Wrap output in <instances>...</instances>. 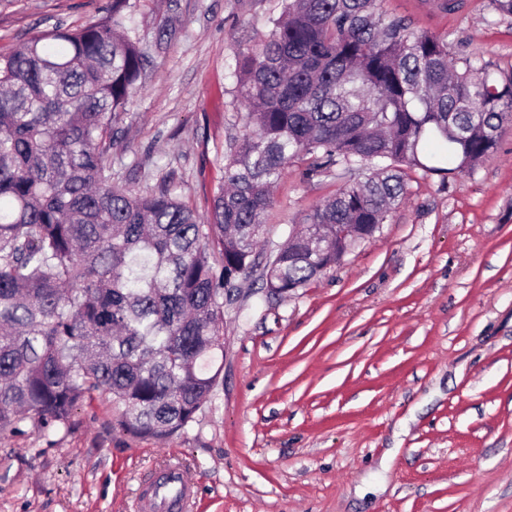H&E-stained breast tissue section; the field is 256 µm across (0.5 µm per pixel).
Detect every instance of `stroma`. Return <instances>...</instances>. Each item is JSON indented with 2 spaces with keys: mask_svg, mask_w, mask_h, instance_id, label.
I'll use <instances>...</instances> for the list:
<instances>
[{
  "mask_svg": "<svg viewBox=\"0 0 512 512\" xmlns=\"http://www.w3.org/2000/svg\"><path fill=\"white\" fill-rule=\"evenodd\" d=\"M109 0H0V53L104 15ZM283 0H130L148 45L145 84L112 148L117 183L160 181L206 213L224 181L243 108L240 44L257 42ZM453 53L512 70V19L487 0L431 15ZM285 168L262 252L283 244L346 176ZM224 307V368L184 431L156 441L114 428L107 401L47 433L0 432V512H132L141 481L178 464L194 512H512V126L449 183L416 170L387 223L283 299L260 275Z\"/></svg>",
  "mask_w": 512,
  "mask_h": 512,
  "instance_id": "35a3bbf8",
  "label": "stroma"
}]
</instances>
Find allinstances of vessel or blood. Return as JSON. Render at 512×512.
Here are the masks:
<instances>
[{
    "label": "vessel or blood",
    "mask_w": 512,
    "mask_h": 512,
    "mask_svg": "<svg viewBox=\"0 0 512 512\" xmlns=\"http://www.w3.org/2000/svg\"><path fill=\"white\" fill-rule=\"evenodd\" d=\"M196 497L194 481L172 465L144 482L137 512H192Z\"/></svg>",
    "instance_id": "vessel-or-blood-1"
}]
</instances>
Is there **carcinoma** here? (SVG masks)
Returning a JSON list of instances; mask_svg holds the SVG:
<instances>
[{
    "label": "carcinoma",
    "mask_w": 512,
    "mask_h": 512,
    "mask_svg": "<svg viewBox=\"0 0 512 512\" xmlns=\"http://www.w3.org/2000/svg\"><path fill=\"white\" fill-rule=\"evenodd\" d=\"M383 0H285L236 54L244 130L224 157L206 221L165 181L113 182L109 156L149 50L129 0L0 54V431L43 432L107 397L114 424L164 441L214 390L224 294L259 266L271 189L352 181L304 214L262 271L266 296L306 286L383 224L407 173L445 184L512 123V70L454 55L448 33L390 16Z\"/></svg>",
    "instance_id": "obj_1"
}]
</instances>
